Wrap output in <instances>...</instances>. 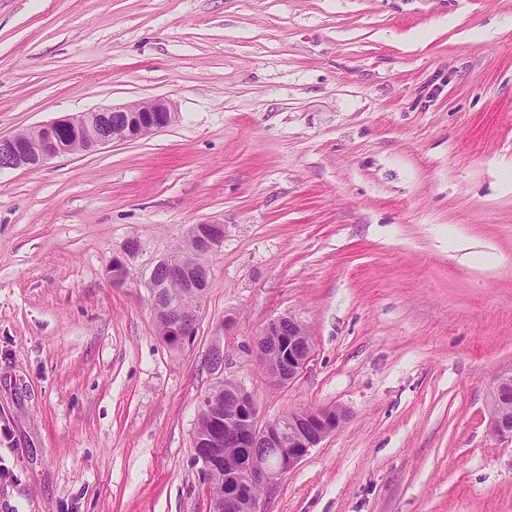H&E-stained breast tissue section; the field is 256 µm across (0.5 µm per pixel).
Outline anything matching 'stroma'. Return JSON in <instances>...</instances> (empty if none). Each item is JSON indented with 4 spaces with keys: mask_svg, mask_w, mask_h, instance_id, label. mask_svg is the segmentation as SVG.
Returning <instances> with one entry per match:
<instances>
[{
    "mask_svg": "<svg viewBox=\"0 0 512 512\" xmlns=\"http://www.w3.org/2000/svg\"><path fill=\"white\" fill-rule=\"evenodd\" d=\"M157 97L165 131L0 171V512H210L225 377L265 421L347 411L260 512H512V0H0V133ZM201 222L174 353L145 284ZM288 313L311 352L276 386L254 341ZM170 330L171 336L168 334L169 323L164 314H160L157 322L158 333L162 341L172 350H181L187 346L183 342H179L177 336H190L194 330L196 322V310H173L170 314ZM195 330L189 338L188 345H191L195 339ZM512 381V371L504 372L499 376L497 385L492 394L490 426L493 432L502 439L512 441V418L502 413V408L508 405L509 393L503 388L504 384Z\"/></svg>",
    "mask_w": 512,
    "mask_h": 512,
    "instance_id": "1",
    "label": "stroma"
}]
</instances>
